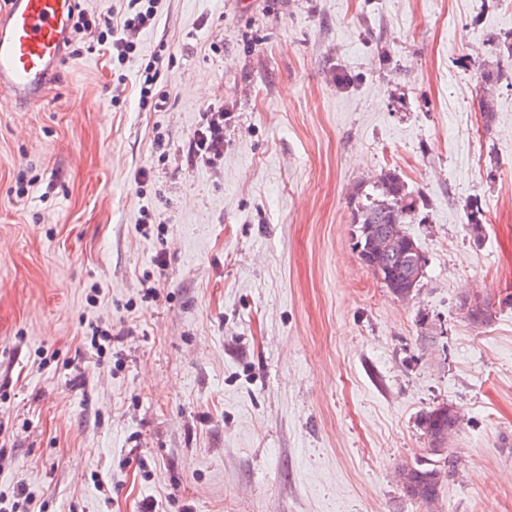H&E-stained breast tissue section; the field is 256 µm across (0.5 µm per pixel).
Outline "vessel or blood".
<instances>
[{"instance_id":"b4317fda","label":"vessel or blood","mask_w":512,"mask_h":512,"mask_svg":"<svg viewBox=\"0 0 512 512\" xmlns=\"http://www.w3.org/2000/svg\"><path fill=\"white\" fill-rule=\"evenodd\" d=\"M75 0H0V92L18 106L42 104L67 54Z\"/></svg>"}]
</instances>
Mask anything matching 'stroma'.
I'll list each match as a JSON object with an SVG mask.
<instances>
[{
	"label": "stroma",
	"instance_id": "stroma-1",
	"mask_svg": "<svg viewBox=\"0 0 512 512\" xmlns=\"http://www.w3.org/2000/svg\"><path fill=\"white\" fill-rule=\"evenodd\" d=\"M509 31L512 0H162L124 63L81 43L41 106L0 104V495L512 512V306L461 314L512 291V86L476 67ZM153 60L164 96L143 107ZM210 106L224 154L201 161ZM389 168L418 203L408 301L354 250L350 198ZM442 403L459 466L429 509L397 471ZM206 117L195 132L191 153L202 160L220 157L224 153V111L204 112Z\"/></svg>",
	"mask_w": 512,
	"mask_h": 512
}]
</instances>
